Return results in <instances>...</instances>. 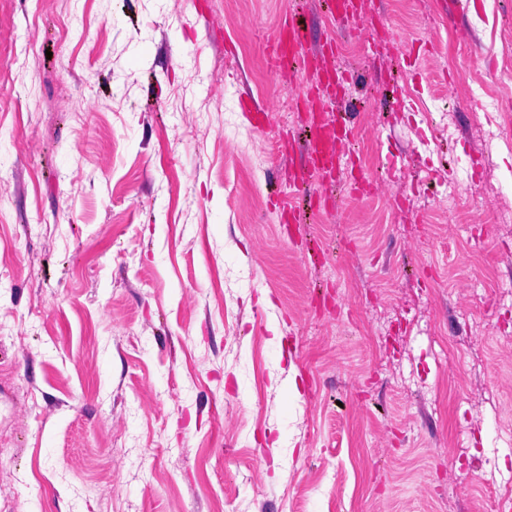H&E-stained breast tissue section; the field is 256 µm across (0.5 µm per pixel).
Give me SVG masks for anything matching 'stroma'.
<instances>
[{"instance_id": "obj_1", "label": "stroma", "mask_w": 512, "mask_h": 512, "mask_svg": "<svg viewBox=\"0 0 512 512\" xmlns=\"http://www.w3.org/2000/svg\"><path fill=\"white\" fill-rule=\"evenodd\" d=\"M449 2L364 0L394 43L364 28L335 58L354 155L291 241L270 144L305 115L264 44L287 6L335 34L323 0H0V512H491L512 146L475 126L512 0ZM451 87L427 151L409 123ZM457 161L479 172L452 207Z\"/></svg>"}]
</instances>
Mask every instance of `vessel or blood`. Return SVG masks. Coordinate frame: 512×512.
<instances>
[{
    "instance_id": "1",
    "label": "vessel or blood",
    "mask_w": 512,
    "mask_h": 512,
    "mask_svg": "<svg viewBox=\"0 0 512 512\" xmlns=\"http://www.w3.org/2000/svg\"><path fill=\"white\" fill-rule=\"evenodd\" d=\"M360 7V0H330L329 9L336 16L341 34L348 32L349 24L358 15ZM342 49L340 37L311 45L307 24L294 18L287 10L280 14L276 34L265 46L274 73L298 76L296 108L311 115L308 124L310 137L304 149H297L290 132L277 134V140L285 152L296 151L300 154L297 166L288 174L289 187L298 192L311 193L317 179L332 175L343 164L338 146L349 140L351 122L349 118L329 113L318 104L320 96L338 97L349 80L346 71L331 64L332 58ZM311 71L319 74L318 80L313 83L306 79Z\"/></svg>"
}]
</instances>
